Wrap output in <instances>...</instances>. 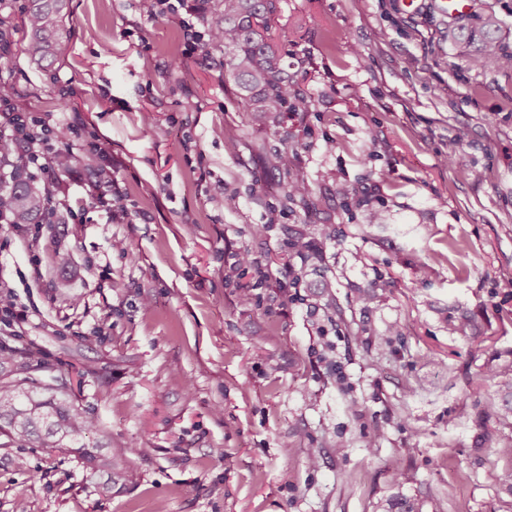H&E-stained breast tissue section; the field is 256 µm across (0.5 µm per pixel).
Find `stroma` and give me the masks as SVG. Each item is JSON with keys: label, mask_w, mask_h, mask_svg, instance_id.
<instances>
[{"label": "stroma", "mask_w": 512, "mask_h": 512, "mask_svg": "<svg viewBox=\"0 0 512 512\" xmlns=\"http://www.w3.org/2000/svg\"><path fill=\"white\" fill-rule=\"evenodd\" d=\"M27 5L0 0V80L76 173L70 223H0V283L28 315L0 308V378L29 363L94 417L85 444L138 454L102 497L70 449L0 434V512H512V69H472L448 38L492 13L511 50L512 0L462 21L437 0H279L270 42L310 107L277 128L223 50L139 0H70L68 48L42 62ZM283 150L308 204L267 164ZM101 169L123 219L87 192ZM301 237L319 254L287 259ZM453 310L474 339L449 334Z\"/></svg>", "instance_id": "35a3bbf8"}]
</instances>
